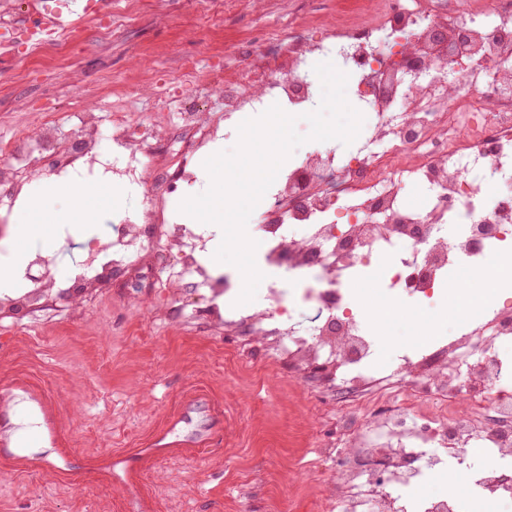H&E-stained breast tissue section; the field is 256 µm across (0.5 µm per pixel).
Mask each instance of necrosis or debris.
I'll use <instances>...</instances> for the list:
<instances>
[{
	"mask_svg": "<svg viewBox=\"0 0 512 512\" xmlns=\"http://www.w3.org/2000/svg\"><path fill=\"white\" fill-rule=\"evenodd\" d=\"M359 14L350 0L341 28L277 41L272 55L231 77L221 64L203 73L197 58H186L181 80L199 104L178 108L176 117L195 138L173 150L170 177L148 205L118 215L101 239L83 244L67 273L32 244L18 292L0 300L15 307L47 294L64 300L79 284L94 292L119 267L141 282L149 277L145 255L166 247L209 298L189 312L166 294L169 317H190L284 357L313 401L342 389L341 446L318 453L325 512H462L457 495L413 501L407 492L474 444L492 457L470 474L474 493L512 512V480L501 473L512 463V368L498 352L512 342V300L484 314L490 333L458 327L427 346L401 345L394 359L403 377L395 380L374 365L378 338L350 287L360 267L379 260L388 269L383 299L430 308L445 274L468 277L512 244V195L498 189L512 181V11L495 0L459 12L419 0L397 9L385 2L364 23ZM315 55L342 61L371 122L353 156L312 149L278 174L261 218V260L295 286L269 284L264 305L241 306L236 271L219 276L200 260L207 238L180 218L183 189L199 179L196 153L224 143L223 121L274 104L311 111L321 93ZM411 56L419 71L403 65ZM215 98L220 112L211 117L203 106ZM160 135L159 126L141 130L124 112L106 124L82 107L64 120L49 113L29 136L0 143V206L23 201L18 175L35 167L49 178L118 179L139 191ZM409 181L428 188L421 205L404 198ZM302 307L312 313L309 323L296 317Z\"/></svg>",
	"mask_w": 512,
	"mask_h": 512,
	"instance_id": "obj_1",
	"label": "necrosis or debris"
}]
</instances>
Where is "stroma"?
Here are the masks:
<instances>
[{
	"mask_svg": "<svg viewBox=\"0 0 512 512\" xmlns=\"http://www.w3.org/2000/svg\"><path fill=\"white\" fill-rule=\"evenodd\" d=\"M108 12L120 17L109 39L90 21L50 58L28 56L21 43L0 54V141L31 133L41 113L75 105L107 117L120 90L131 93L128 113L156 112V91L190 96L180 79L185 56L205 71L220 55L231 74L271 35L330 31L345 20L344 0H244L219 14L204 0H109ZM51 208L60 222L37 240L68 266L79 256L59 238L75 212L69 182H60ZM127 279L119 270L97 298L0 318V411L22 406L16 383L38 387L58 401L71 448L64 474L41 466L39 448L0 457V512H129L132 504L141 512H269L271 499L290 492L294 512H312L318 450L336 430L330 405L312 401L278 362L246 363L205 326L165 319L148 288L128 290ZM435 305L430 325L416 304H396L382 326L377 369L390 366L392 340L427 345L466 319L451 286ZM196 394L222 419L217 446L143 466L124 485L101 468L104 456L142 447Z\"/></svg>",
	"mask_w": 512,
	"mask_h": 512,
	"instance_id": "obj_1",
	"label": "stroma"
}]
</instances>
